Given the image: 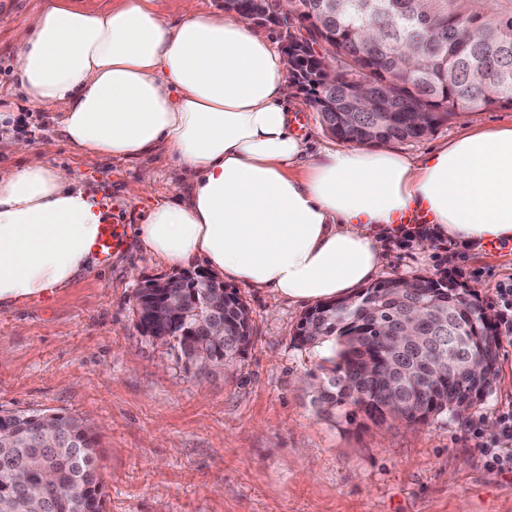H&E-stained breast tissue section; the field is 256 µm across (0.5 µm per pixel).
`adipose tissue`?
<instances>
[{
	"instance_id": "ef3b65f1",
	"label": "adipose tissue",
	"mask_w": 512,
	"mask_h": 512,
	"mask_svg": "<svg viewBox=\"0 0 512 512\" xmlns=\"http://www.w3.org/2000/svg\"><path fill=\"white\" fill-rule=\"evenodd\" d=\"M165 23L152 0L108 11L45 0L21 27L14 73L62 107L67 140L121 160L168 150L185 184L135 228L144 258L204 265L289 302L339 300L372 281L396 217L437 236L512 241V127L478 129L413 158L391 146L306 152L279 45L247 19L196 10ZM104 211L68 168L0 175V304L69 287L98 264Z\"/></svg>"
}]
</instances>
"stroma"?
<instances>
[{"label": "stroma", "mask_w": 512, "mask_h": 512, "mask_svg": "<svg viewBox=\"0 0 512 512\" xmlns=\"http://www.w3.org/2000/svg\"><path fill=\"white\" fill-rule=\"evenodd\" d=\"M45 0H0V173L27 164L71 167L133 230L167 198L180 173L164 152L140 182L138 160L89 157L69 144L57 110L37 108L13 85L12 44ZM291 106L309 150L339 146L304 97ZM31 144L28 155L10 144ZM380 279H442L459 268L464 288L488 310L496 284L512 278V243L490 252L437 243L384 244ZM176 267L144 260L134 237L109 264L51 295L0 307V414L58 413L98 433V474L106 512H512V470L483 466L469 429L497 430L512 409V344L501 342L491 392L464 415L408 425L364 418L336 423L311 404L319 350L295 348L305 313L266 289L237 286L252 342L233 365L204 376L188 371L175 342L144 334L134 313L145 282Z\"/></svg>", "instance_id": "35a3bbf8"}]
</instances>
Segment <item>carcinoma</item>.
I'll return each mask as SVG.
<instances>
[{"instance_id": "carcinoma-1", "label": "carcinoma", "mask_w": 512, "mask_h": 512, "mask_svg": "<svg viewBox=\"0 0 512 512\" xmlns=\"http://www.w3.org/2000/svg\"><path fill=\"white\" fill-rule=\"evenodd\" d=\"M304 12L285 16L280 37L299 25L316 29L336 49V77L305 53H289L322 127L361 145L417 141L458 112L512 106V0H300ZM380 83H399L391 97L376 89L373 111L351 97L361 69ZM423 111V123L413 113ZM387 279L349 299L322 303L302 317L293 342L323 348L311 404L329 420L357 415L375 422L418 424L471 408L492 389L500 342L488 329L485 307L465 290L433 279ZM182 320L158 325L151 336L174 340L196 374H210L250 343L246 303L230 296L199 307L182 289ZM425 310L421 344L396 345L389 336L413 308ZM224 320V345L206 363L203 331L187 327L209 317ZM485 364L482 379L468 358ZM92 426L63 416L55 437L18 413L0 414V512H104Z\"/></svg>"}]
</instances>
